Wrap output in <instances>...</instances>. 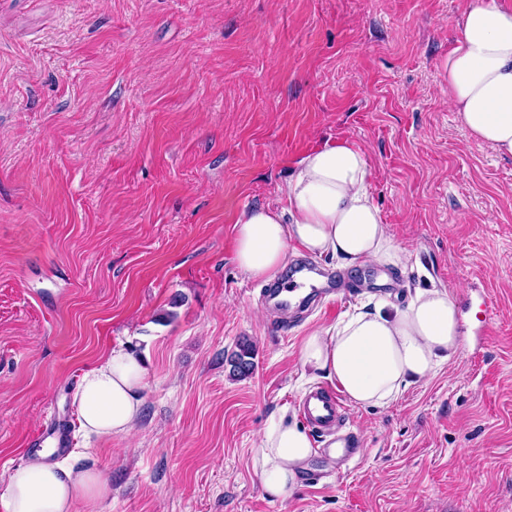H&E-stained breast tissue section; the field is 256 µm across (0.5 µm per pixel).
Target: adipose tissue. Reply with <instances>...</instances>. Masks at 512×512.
Segmentation results:
<instances>
[{
  "mask_svg": "<svg viewBox=\"0 0 512 512\" xmlns=\"http://www.w3.org/2000/svg\"><path fill=\"white\" fill-rule=\"evenodd\" d=\"M448 53V101L460 126L499 156L512 158V9L499 0H469ZM361 147L337 142L298 162L284 203L252 207L234 225V259L254 280L270 281L288 265L291 245L342 266L365 262L403 267L409 252L384 224L370 190ZM462 350L458 310L445 288H420L405 308H357L313 330L301 347L312 376L336 381L349 400L384 407ZM146 370L113 350L86 372L74 395L80 428L100 438L128 435L139 421ZM307 429L280 415L253 450L267 496L286 500L312 453ZM112 489L95 466L33 459L13 467L0 491V512H97Z\"/></svg>",
  "mask_w": 512,
  "mask_h": 512,
  "instance_id": "ef3b65f1",
  "label": "adipose tissue"
}]
</instances>
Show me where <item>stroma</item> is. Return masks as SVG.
Listing matches in <instances>:
<instances>
[{"mask_svg": "<svg viewBox=\"0 0 512 512\" xmlns=\"http://www.w3.org/2000/svg\"><path fill=\"white\" fill-rule=\"evenodd\" d=\"M465 4L0 0V480L46 451L103 473L98 512H512V158L448 103ZM329 141L365 149L411 260L357 267L364 288L278 330L234 222ZM432 287L461 354L388 406L347 405L359 456L312 455L267 497L251 450L315 385L303 338ZM114 349L144 360V405L102 441L73 395ZM254 350L250 343L243 342L239 345V351L230 358L231 373L233 376L246 377L252 373Z\"/></svg>", "mask_w": 512, "mask_h": 512, "instance_id": "obj_1", "label": "stroma"}]
</instances>
